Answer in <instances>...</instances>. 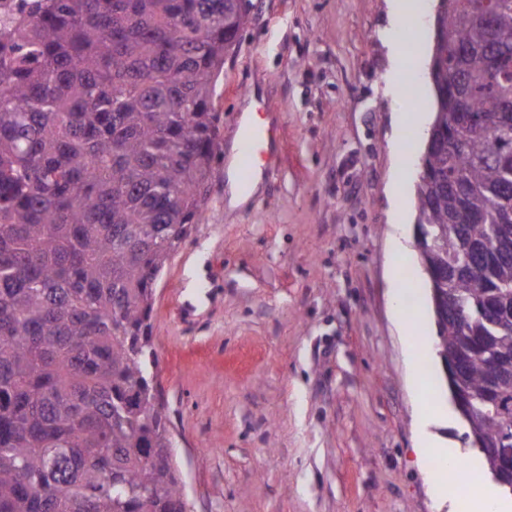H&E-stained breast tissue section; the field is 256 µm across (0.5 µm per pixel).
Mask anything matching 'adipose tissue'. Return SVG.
Returning a JSON list of instances; mask_svg holds the SVG:
<instances>
[{
	"label": "adipose tissue",
	"instance_id": "ef3b65f1",
	"mask_svg": "<svg viewBox=\"0 0 512 512\" xmlns=\"http://www.w3.org/2000/svg\"><path fill=\"white\" fill-rule=\"evenodd\" d=\"M391 294L394 315L410 351V385L421 406L417 418L422 421L434 410L436 392L429 350L421 338L425 308L419 289L414 287L407 273L393 271ZM420 455L429 466L433 487L441 499L456 501L463 487L481 484L478 470L459 474L453 449L437 446L435 441L427 438L422 442Z\"/></svg>",
	"mask_w": 512,
	"mask_h": 512
}]
</instances>
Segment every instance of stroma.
Masks as SVG:
<instances>
[{
	"label": "stroma",
	"mask_w": 512,
	"mask_h": 512,
	"mask_svg": "<svg viewBox=\"0 0 512 512\" xmlns=\"http://www.w3.org/2000/svg\"><path fill=\"white\" fill-rule=\"evenodd\" d=\"M388 0H253L216 84L222 154L191 237L157 285L153 342L189 512H475L433 491L420 431L479 454L451 403L417 423L389 282L415 257L395 180L399 113L433 112L430 59L394 66ZM270 106L278 163L229 210L235 115Z\"/></svg>",
	"instance_id": "obj_1"
}]
</instances>
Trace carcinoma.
Listing matches in <instances>:
<instances>
[{
    "label": "carcinoma",
    "mask_w": 512,
    "mask_h": 512,
    "mask_svg": "<svg viewBox=\"0 0 512 512\" xmlns=\"http://www.w3.org/2000/svg\"><path fill=\"white\" fill-rule=\"evenodd\" d=\"M0 13V512H187L152 340L202 216L251 0H13ZM417 253L439 351L471 350L472 447L512 448V0H439ZM468 112L478 127L460 124ZM448 374L447 389L459 386Z\"/></svg>",
    "instance_id": "cac0c4a2"
}]
</instances>
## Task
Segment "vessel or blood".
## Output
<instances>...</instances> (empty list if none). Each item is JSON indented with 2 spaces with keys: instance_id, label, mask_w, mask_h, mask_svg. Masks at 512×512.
<instances>
[{
  "instance_id": "obj_1",
  "label": "vessel or blood",
  "mask_w": 512,
  "mask_h": 512,
  "mask_svg": "<svg viewBox=\"0 0 512 512\" xmlns=\"http://www.w3.org/2000/svg\"><path fill=\"white\" fill-rule=\"evenodd\" d=\"M241 129L236 154L237 179L242 186H249L255 178L267 177L271 169L269 149L278 139L279 128L275 122H255L237 117Z\"/></svg>"
}]
</instances>
